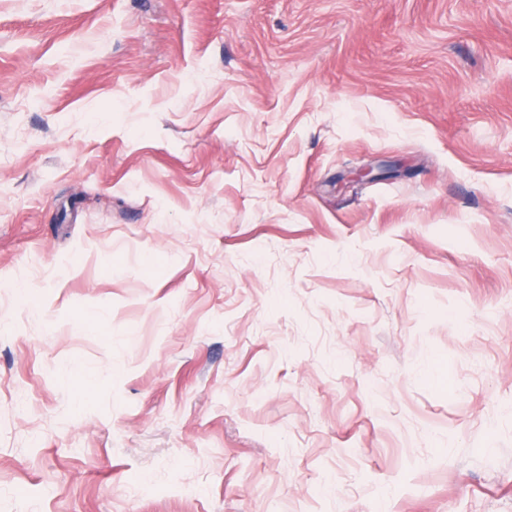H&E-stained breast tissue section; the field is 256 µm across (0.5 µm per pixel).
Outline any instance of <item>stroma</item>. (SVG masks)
I'll use <instances>...</instances> for the list:
<instances>
[{
	"instance_id": "1",
	"label": "stroma",
	"mask_w": 512,
	"mask_h": 512,
	"mask_svg": "<svg viewBox=\"0 0 512 512\" xmlns=\"http://www.w3.org/2000/svg\"><path fill=\"white\" fill-rule=\"evenodd\" d=\"M0 512H512V0H0Z\"/></svg>"
}]
</instances>
